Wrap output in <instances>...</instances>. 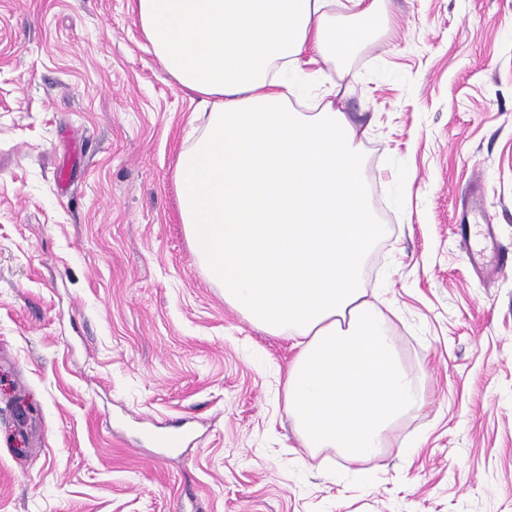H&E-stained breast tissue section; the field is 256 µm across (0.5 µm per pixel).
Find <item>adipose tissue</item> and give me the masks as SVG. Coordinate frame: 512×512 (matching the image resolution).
<instances>
[{
  "label": "adipose tissue",
  "mask_w": 512,
  "mask_h": 512,
  "mask_svg": "<svg viewBox=\"0 0 512 512\" xmlns=\"http://www.w3.org/2000/svg\"><path fill=\"white\" fill-rule=\"evenodd\" d=\"M378 0H134L165 71L199 100L173 180L190 247L226 305L297 353L286 409L303 447L376 458L423 405L361 286L385 237L347 113L289 108L379 37Z\"/></svg>",
  "instance_id": "ef3b65f1"
}]
</instances>
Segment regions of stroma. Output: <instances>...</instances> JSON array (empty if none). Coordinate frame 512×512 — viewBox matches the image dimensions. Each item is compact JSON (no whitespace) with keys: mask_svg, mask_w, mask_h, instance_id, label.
Returning <instances> with one entry per match:
<instances>
[{"mask_svg":"<svg viewBox=\"0 0 512 512\" xmlns=\"http://www.w3.org/2000/svg\"><path fill=\"white\" fill-rule=\"evenodd\" d=\"M378 22L329 74L388 228L363 286L424 404L351 466L302 448L291 340L189 247L197 105L130 0H0V512H512V266L480 279L456 234L476 187L512 251V0Z\"/></svg>","mask_w":512,"mask_h":512,"instance_id":"stroma-1","label":"stroma"}]
</instances>
